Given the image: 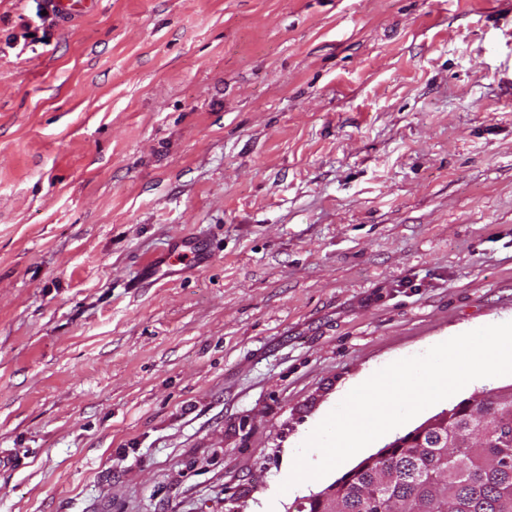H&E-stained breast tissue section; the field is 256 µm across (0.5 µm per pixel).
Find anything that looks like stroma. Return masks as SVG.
Segmentation results:
<instances>
[{"instance_id": "1", "label": "stroma", "mask_w": 512, "mask_h": 512, "mask_svg": "<svg viewBox=\"0 0 512 512\" xmlns=\"http://www.w3.org/2000/svg\"><path fill=\"white\" fill-rule=\"evenodd\" d=\"M41 11L0 0V512H296L512 384L275 482L359 378L512 321V0Z\"/></svg>"}]
</instances>
